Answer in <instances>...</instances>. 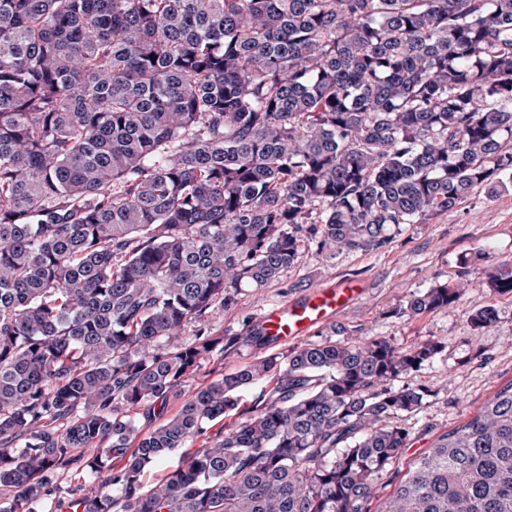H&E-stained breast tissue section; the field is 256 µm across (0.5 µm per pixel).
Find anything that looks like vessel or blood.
Listing matches in <instances>:
<instances>
[{"mask_svg": "<svg viewBox=\"0 0 512 512\" xmlns=\"http://www.w3.org/2000/svg\"><path fill=\"white\" fill-rule=\"evenodd\" d=\"M363 293V287L355 282L330 284L310 290L288 304L267 308L260 313L257 323L274 343H293L331 323Z\"/></svg>", "mask_w": 512, "mask_h": 512, "instance_id": "1", "label": "vessel or blood"}]
</instances>
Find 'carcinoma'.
Segmentation results:
<instances>
[{"mask_svg":"<svg viewBox=\"0 0 512 512\" xmlns=\"http://www.w3.org/2000/svg\"><path fill=\"white\" fill-rule=\"evenodd\" d=\"M509 185L512 0H0V512H38L66 469L98 482L74 512H369L426 396L395 381L443 343L311 342L186 397L213 352L268 343L209 321L305 243L383 250ZM379 512H512V382ZM185 453L186 448H178L171 452L162 461L150 467L145 473V482L147 484H151L158 478L176 470L182 464Z\"/></svg>","mask_w":512,"mask_h":512,"instance_id":"1","label":"carcinoma"}]
</instances>
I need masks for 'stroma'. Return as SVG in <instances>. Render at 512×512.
Listing matches in <instances>:
<instances>
[{"mask_svg":"<svg viewBox=\"0 0 512 512\" xmlns=\"http://www.w3.org/2000/svg\"><path fill=\"white\" fill-rule=\"evenodd\" d=\"M503 268H512V188L478 187L455 208L424 223L405 225L384 250L325 257L315 246H305L299 262L278 282L259 292H242L210 326L228 336L240 334L264 307L340 279L362 282V299L336 320L334 328L349 338L383 337L403 349L431 338L445 345L432 362L404 378L405 384L432 391L404 418L414 453L470 419L494 391L512 381V293L472 285L461 288L445 311L410 318L399 309L413 293L438 284L458 285L464 276L483 281ZM484 306L495 308L497 320L478 330L471 315ZM280 353L274 345L214 352L187 389L195 391L240 364Z\"/></svg>","mask_w":512,"mask_h":512,"instance_id":"1","label":"stroma"}]
</instances>
